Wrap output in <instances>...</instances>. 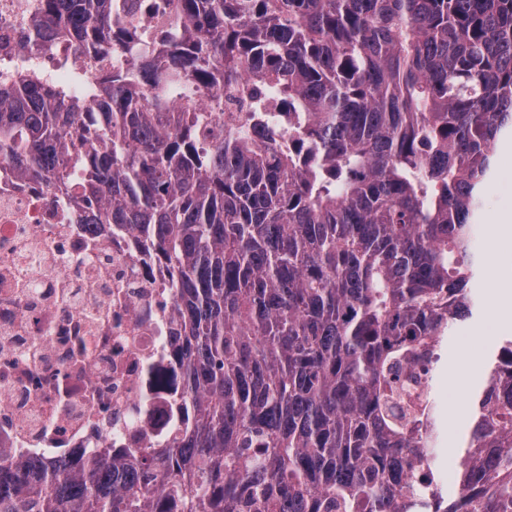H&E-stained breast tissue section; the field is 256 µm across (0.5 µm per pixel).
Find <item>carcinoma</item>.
<instances>
[{
  "label": "carcinoma",
  "instance_id": "obj_1",
  "mask_svg": "<svg viewBox=\"0 0 512 512\" xmlns=\"http://www.w3.org/2000/svg\"><path fill=\"white\" fill-rule=\"evenodd\" d=\"M44 0L26 44L104 67L99 112L26 71L0 84V163L78 224L142 227L177 278L194 422L81 467L0 450V512H512V337L474 404L464 505L430 471L402 366L471 314L474 227L512 133V0ZM250 123L204 141L197 97ZM126 4L122 12L124 22L138 29H170L169 16L172 6L167 0H148L152 8H148L143 0H119Z\"/></svg>",
  "mask_w": 512,
  "mask_h": 512
}]
</instances>
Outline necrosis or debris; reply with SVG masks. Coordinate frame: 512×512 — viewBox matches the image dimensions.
I'll use <instances>...</instances> for the list:
<instances>
[{
    "label": "necrosis or debris",
    "mask_w": 512,
    "mask_h": 512,
    "mask_svg": "<svg viewBox=\"0 0 512 512\" xmlns=\"http://www.w3.org/2000/svg\"><path fill=\"white\" fill-rule=\"evenodd\" d=\"M124 22L164 29L168 0H124ZM40 0H0V80L33 69L98 99L92 54L64 42L35 52L19 32ZM168 262L127 224H72L35 182L0 169V448L74 464L106 449L165 442L185 404Z\"/></svg>",
    "instance_id": "4bbe7bcc"
}]
</instances>
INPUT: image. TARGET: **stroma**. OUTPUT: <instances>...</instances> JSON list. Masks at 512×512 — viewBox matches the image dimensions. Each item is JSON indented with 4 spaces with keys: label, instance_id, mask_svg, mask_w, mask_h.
I'll list each match as a JSON object with an SVG mask.
<instances>
[{
    "label": "stroma",
    "instance_id": "1",
    "mask_svg": "<svg viewBox=\"0 0 512 512\" xmlns=\"http://www.w3.org/2000/svg\"><path fill=\"white\" fill-rule=\"evenodd\" d=\"M512 215V141L497 149L496 168L484 194L479 214V228L483 234L479 249L481 268L473 284L477 311L468 321L457 324L441 346V359L433 371L434 401L442 411L438 428L436 454L433 469L437 483L445 497L456 499L459 492V449L472 412L470 395L453 397L448 386V369L460 345H467L477 364L473 370V385H480L487 376L490 361L504 337L512 336V325L499 326L494 335L486 336L482 328L498 323L500 309L488 290L496 279H512V238L492 241L489 232L492 225L500 223L503 216Z\"/></svg>",
    "mask_w": 512,
    "mask_h": 512
}]
</instances>
